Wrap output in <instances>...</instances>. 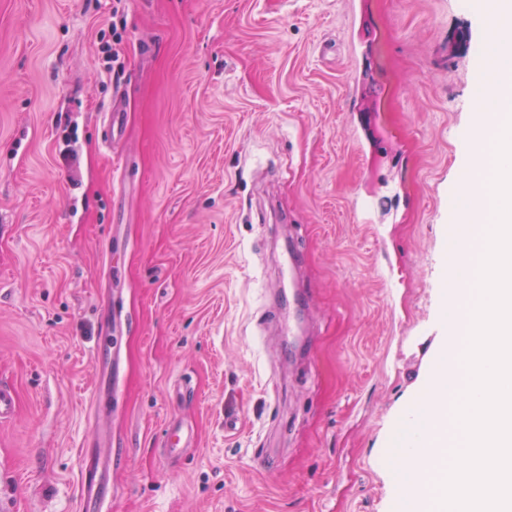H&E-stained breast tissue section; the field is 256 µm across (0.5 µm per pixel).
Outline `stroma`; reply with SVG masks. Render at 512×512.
<instances>
[{
  "label": "stroma",
  "instance_id": "1",
  "mask_svg": "<svg viewBox=\"0 0 512 512\" xmlns=\"http://www.w3.org/2000/svg\"><path fill=\"white\" fill-rule=\"evenodd\" d=\"M489 26L461 0H0V512H79L105 332L111 512H399L384 459L453 333ZM172 428L194 446L163 454ZM95 358L103 375L101 387L111 390L104 395V398H102L101 394L96 396L95 408L99 415L104 413L112 414V347L97 350Z\"/></svg>",
  "mask_w": 512,
  "mask_h": 512
}]
</instances>
